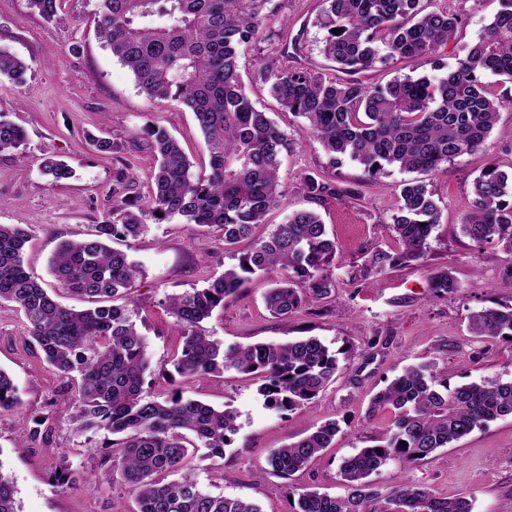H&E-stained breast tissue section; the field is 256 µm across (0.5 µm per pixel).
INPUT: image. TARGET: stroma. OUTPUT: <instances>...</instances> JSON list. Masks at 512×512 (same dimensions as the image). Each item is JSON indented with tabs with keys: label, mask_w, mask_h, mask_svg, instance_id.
<instances>
[{
	"label": "stroma",
	"mask_w": 512,
	"mask_h": 512,
	"mask_svg": "<svg viewBox=\"0 0 512 512\" xmlns=\"http://www.w3.org/2000/svg\"><path fill=\"white\" fill-rule=\"evenodd\" d=\"M434 2L468 12L466 24L445 49L444 59L452 65L463 46L478 40L498 2L484 0L477 9L468 0ZM314 3L273 0L243 58L262 55L291 67L300 62L327 77L346 78V71L320 52L325 33L314 24ZM97 6L98 0H61L57 16L48 22L29 10L27 0H0V45L31 66L24 86L0 82V119L23 127L27 135L26 162H17L9 152L0 154V224L28 225L32 241L27 265L43 278L60 240L82 238L102 221L112 206L117 175H125L140 194H147L154 166L143 134L147 125L165 126L197 169L208 168V152L193 113L175 102L157 104L147 98L130 71L98 39ZM283 29L297 39L299 57L286 53L278 37ZM246 91L253 105L294 141L280 168L286 205L258 225L255 235L266 237L290 212L315 208L336 241V288L332 296L278 319L264 303L268 277L256 276L227 298L223 311L204 328L227 345L320 337L337 353L335 378L311 404L280 413L268 409L258 391L260 381L253 377L233 372L171 377L170 359L181 341L161 304L168 295L206 287L230 265L216 233L178 218L151 225L131 252L142 267L133 296L156 372L144 397L160 400L175 389L183 397L239 413L240 428L223 462L194 458L200 482L212 493L251 500L262 512H288L290 497L302 491L341 493V459L381 436L393 419L388 412L366 419L369 399L407 366L432 362L453 386L512 381V342L475 337L466 320L470 310L512 304V292L502 285L512 255L495 243L473 246L459 228L480 171L495 160L502 170L512 169V104L501 111L497 128L478 151L425 175L429 189L441 200L428 261L369 275L364 271L367 250L399 249L389 223L404 173L393 168L372 180L352 162L328 169L323 147L303 135L301 119L284 110L267 86L250 79ZM95 135L111 139L116 152H99L91 141ZM47 157L67 162L74 178L49 185L40 169ZM310 172L341 186L356 185L360 199L329 197L311 203L299 188L302 176ZM440 268L451 270L461 284L452 296L434 294L428 286L431 271ZM0 369L12 376L21 398L20 408L0 415V472L13 481L21 512H134L135 493L119 481L98 488L79 482L64 491L50 485L48 475L59 460L80 469L97 468L104 437L88 440L73 433L70 411L59 400L58 375L28 347L21 315L6 304L0 306ZM45 413L51 416L50 444L19 447L24 421ZM329 420L340 426L332 448L291 478L258 477L272 449L297 441L309 427ZM403 481L442 497L471 498L473 512H512V416L474 430L432 458L410 465L389 462L374 477L384 492Z\"/></svg>",
	"instance_id": "stroma-1"
}]
</instances>
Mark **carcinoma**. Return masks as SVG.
Listing matches in <instances>:
<instances>
[{"mask_svg":"<svg viewBox=\"0 0 512 512\" xmlns=\"http://www.w3.org/2000/svg\"><path fill=\"white\" fill-rule=\"evenodd\" d=\"M46 20L60 0H27ZM314 23L326 31L321 52L349 72L365 71L390 59L411 63L429 59L445 75L396 77L381 87L361 80H341L303 67L285 70L268 58L257 60L252 78L269 87L280 106L303 119L302 131L318 141L336 169L350 160L372 177L389 167L427 174L480 149L497 128L499 114L511 98L496 90L488 77L512 82V0L500 9L478 41L464 49L453 68L440 49L455 38L462 15L429 10L424 0H317ZM272 0H99L98 36L112 56L134 75L150 100L175 101L198 121L209 153L207 174L193 163L178 141L159 125L148 131L155 168L147 200L130 195V186L113 200L106 218L82 239L59 242L49 260L58 288L91 303L76 309L62 304L28 272L25 255L31 235L24 224H0V304L10 303L22 315L32 351L63 381V398L71 407L77 435L101 432L120 436L119 463L99 472L82 473L62 459L49 474L50 484L65 490L78 480L97 487L119 478L136 491L137 512H261L241 498L215 495L200 485L191 468L198 453L224 459L236 434L238 414L215 408L173 391L161 401L142 396L151 367L148 343L136 323L132 284L140 265L108 246L112 238L136 241L150 225L180 216L187 224L214 228L236 263L205 288L169 296L163 308L182 339L171 360L183 378L236 372L260 374L266 405L295 410L311 403L333 379L336 352L319 337L287 343L224 345L205 333L202 323L224 300L256 274L273 276L265 295L267 310L286 319L313 299L331 295L336 242L313 209L294 212L271 233L239 254L233 246L250 238L267 215L284 205L280 165L293 141L246 94L239 48L256 35ZM388 55H379V45ZM30 65L0 47V80L26 82ZM25 130L0 121V153L23 157ZM41 171L50 183L73 176L53 158ZM301 189L314 203L328 196L358 199L353 185L337 186L321 175L306 174ZM470 210L461 232L475 245L494 240L512 254V174L488 164L473 182ZM399 204L391 231L400 252L376 250L365 271L381 274L388 267L423 263L430 238L440 224L435 194L421 180L398 185ZM430 288L454 294L459 281L451 271L434 272ZM480 338L512 337V304L484 307L466 317ZM21 404L11 376L0 369V414ZM389 410L391 426L372 444L339 464L343 493L328 496L306 490L291 501L289 512H472L466 497H439L431 490L403 483L384 494L372 476L389 461L414 463L474 429L512 416V381L450 386L431 363L405 368L377 392L368 419ZM50 416L29 420L24 442L50 444ZM340 426L326 421L298 441L274 449L259 473L289 478L331 446ZM160 473L177 476L164 483ZM0 512H20L13 482L0 472Z\"/></svg>","mask_w":512,"mask_h":512,"instance_id":"1","label":"carcinoma"}]
</instances>
